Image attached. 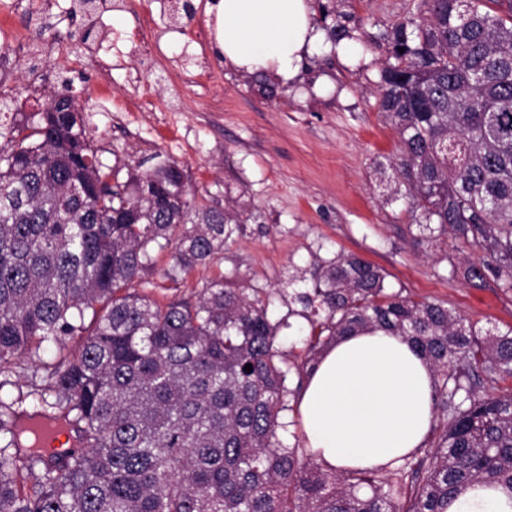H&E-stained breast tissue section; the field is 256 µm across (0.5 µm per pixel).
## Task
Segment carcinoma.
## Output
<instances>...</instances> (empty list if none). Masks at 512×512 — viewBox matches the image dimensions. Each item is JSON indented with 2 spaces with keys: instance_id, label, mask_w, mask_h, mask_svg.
Wrapping results in <instances>:
<instances>
[{
  "instance_id": "carcinoma-1",
  "label": "carcinoma",
  "mask_w": 512,
  "mask_h": 512,
  "mask_svg": "<svg viewBox=\"0 0 512 512\" xmlns=\"http://www.w3.org/2000/svg\"><path fill=\"white\" fill-rule=\"evenodd\" d=\"M320 22L331 41L350 37L326 7ZM380 40L378 108L400 137L393 167L418 244L451 233L485 254L471 283L511 289L512 0H418ZM1 138L0 512H447L474 482L512 491V390H485L512 378V328L478 329L337 255L309 288L288 278L280 323L304 319L308 338L287 359L264 289L219 274L180 293L260 214L197 205L175 162L122 175L71 112ZM372 329L430 364L435 436L390 469L336 472L281 442L280 414L330 344ZM47 341L62 351L53 364ZM25 372L42 384L4 392ZM46 421L80 447L48 454Z\"/></svg>"
}]
</instances>
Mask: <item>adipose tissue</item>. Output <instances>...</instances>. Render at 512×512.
<instances>
[{
  "instance_id": "obj_1",
  "label": "adipose tissue",
  "mask_w": 512,
  "mask_h": 512,
  "mask_svg": "<svg viewBox=\"0 0 512 512\" xmlns=\"http://www.w3.org/2000/svg\"><path fill=\"white\" fill-rule=\"evenodd\" d=\"M215 37L228 64L287 84L306 57L346 55L314 20L311 0H219ZM305 448L329 469H379L422 448L434 422L429 364L406 339L382 330L340 338L298 398ZM448 512H512V494L468 486Z\"/></svg>"
}]
</instances>
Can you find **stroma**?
<instances>
[{
	"label": "stroma",
	"mask_w": 512,
	"mask_h": 512,
	"mask_svg": "<svg viewBox=\"0 0 512 512\" xmlns=\"http://www.w3.org/2000/svg\"><path fill=\"white\" fill-rule=\"evenodd\" d=\"M208 2L191 0L189 18L173 16L171 0H101L91 14L79 0H40V10L16 11L28 46L0 77V125L50 106L67 78L104 164L148 170L172 160L198 202L260 210L261 223L246 224L223 259L187 276L185 291L221 273L264 289L280 317L289 274L355 254L414 300L444 303L485 330L512 327V290L465 277L482 251L451 236L421 251L407 200L392 192L389 162L401 145L377 109L387 57L378 39L414 0H334L350 17L353 52L344 62L308 59L297 86L272 97L225 66Z\"/></svg>",
	"instance_id": "35a3bbf8"
}]
</instances>
